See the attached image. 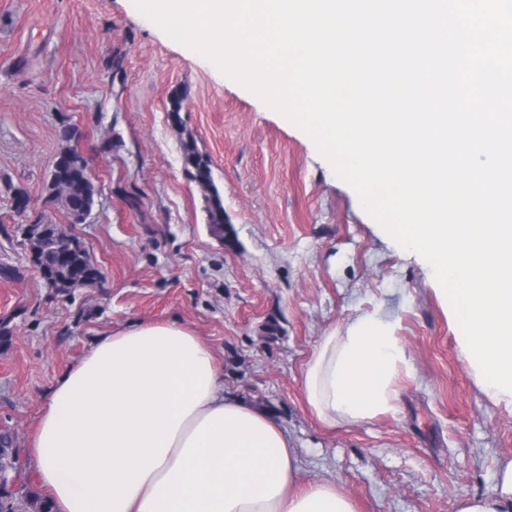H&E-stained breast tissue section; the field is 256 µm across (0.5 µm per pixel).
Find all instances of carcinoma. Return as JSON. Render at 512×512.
<instances>
[{
	"label": "carcinoma",
	"instance_id": "cac0c4a2",
	"mask_svg": "<svg viewBox=\"0 0 512 512\" xmlns=\"http://www.w3.org/2000/svg\"><path fill=\"white\" fill-rule=\"evenodd\" d=\"M185 170L201 187L209 191L207 224L211 232L224 237V224L228 223L224 204L215 186L208 159L187 144L183 153ZM87 162L74 150H62L54 161L47 185L48 197L59 203L73 218L78 213H91L96 189L88 178ZM31 258L42 278L62 291L80 286H93L101 273L91 262L80 241L67 235L56 224L44 225V233L28 240ZM19 472V457L14 448L12 434L0 432V475L10 480ZM0 512H52L49 501L30 491L19 490L10 495L6 507Z\"/></svg>",
	"mask_w": 512,
	"mask_h": 512
}]
</instances>
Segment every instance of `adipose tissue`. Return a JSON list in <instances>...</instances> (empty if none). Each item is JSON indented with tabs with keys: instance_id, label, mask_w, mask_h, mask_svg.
Segmentation results:
<instances>
[{
	"instance_id": "obj_1",
	"label": "adipose tissue",
	"mask_w": 512,
	"mask_h": 512,
	"mask_svg": "<svg viewBox=\"0 0 512 512\" xmlns=\"http://www.w3.org/2000/svg\"><path fill=\"white\" fill-rule=\"evenodd\" d=\"M393 323L358 314L303 371L324 425L394 407ZM54 512H356L335 482H297L299 458L266 413L225 394L210 345L175 321L100 337L54 384L30 443Z\"/></svg>"
}]
</instances>
